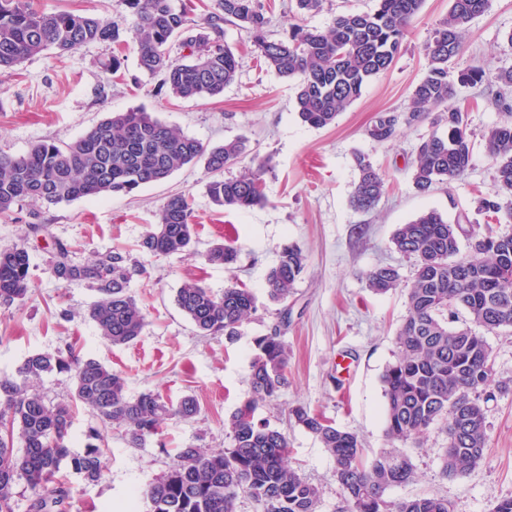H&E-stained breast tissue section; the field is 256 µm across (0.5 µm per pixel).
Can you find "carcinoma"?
I'll use <instances>...</instances> for the list:
<instances>
[{
  "label": "carcinoma",
  "instance_id": "obj_1",
  "mask_svg": "<svg viewBox=\"0 0 512 512\" xmlns=\"http://www.w3.org/2000/svg\"><path fill=\"white\" fill-rule=\"evenodd\" d=\"M424 0H377L370 13L332 16L322 30L293 25L284 37H267L269 18L259 0H212L198 16L173 0H121L127 13L122 26L83 14L46 13L33 0H0V73L54 48L67 53L91 43L132 47L138 69L160 77L157 91L179 99L218 98L236 77L238 61L225 44L224 25L236 24L251 34L261 60L279 77L294 83V108L300 120L322 128L335 122L361 94L383 75L399 53L411 20ZM490 0H449L448 14L438 23L424 52L425 78L411 95L404 121L431 118L435 130L417 149L413 184L420 193L463 176L471 166L472 141L464 108L455 104V81L449 62L462 48L467 25L483 15ZM499 90L493 105L502 119L484 134L494 168V186L475 199V212L498 224L512 223V68L497 75ZM398 117L388 115L369 130L378 142L390 140ZM247 154V140L238 137L210 148L168 125L144 109L116 113L89 129L78 141L59 146L40 141L21 155L0 153V217L23 202L57 205L83 198L131 195L141 187L162 182L199 160L210 174L206 192L226 209L247 210L265 201V163L238 176L223 177L224 169ZM358 180L350 197L357 211L375 208L386 189L384 176L364 154L355 156ZM46 232L33 222L19 243L0 247V305L25 300L30 292L28 241ZM195 236L192 200L169 197L158 223L139 240L142 254L170 257L189 254ZM394 248L415 260L414 280L407 293L408 315L397 331L398 355L381 376L385 399V434L394 445H406L444 422L448 444L443 473L463 476L485 458L488 430L485 404L495 387L492 349L484 333L512 332V232L491 228L474 231L469 215L450 223L436 210L422 212L393 233ZM74 248L54 243L52 272L64 282H83L101 294L90 310L100 336L114 346L136 341L145 314L129 294L130 282L146 268L119 249L77 263ZM238 257L230 242L205 254L210 264L228 268ZM307 257L294 243L280 246L265 278L270 301L288 302L303 275ZM367 287L385 294L399 287L400 274L378 265L365 274ZM176 304L200 336L232 338L258 311L248 288L231 283L215 295L195 281L179 288ZM268 333L254 338L250 366V397L224 423L229 445L219 452L189 445L158 480L138 492L151 512H237L246 496L259 512H317L318 486L288 466V438L257 409L278 400L287 383L288 347L281 327L288 309ZM483 332H477V329ZM68 373L71 399L46 403L37 389L43 375ZM20 381L0 378V427L18 431L23 442L0 438V512H13L16 481L30 492V512H71L70 491L57 479L62 462L90 482L105 469L104 429L124 430L130 448H143L159 434L169 417L193 420L200 405L193 396L175 404L148 390L131 396L127 378L71 346L56 353L30 354L17 370ZM90 409L94 421L84 436L85 451L73 454L69 432L78 406ZM289 422L315 436L334 462L333 476L341 489L338 512H453L442 497L423 495L387 501V489L409 482L414 468L402 451L363 460L356 433L337 427L304 405L288 410Z\"/></svg>",
  "mask_w": 512,
  "mask_h": 512
}]
</instances>
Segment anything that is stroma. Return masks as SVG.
<instances>
[{"mask_svg":"<svg viewBox=\"0 0 512 512\" xmlns=\"http://www.w3.org/2000/svg\"><path fill=\"white\" fill-rule=\"evenodd\" d=\"M269 31L281 35L290 23L323 28L339 12L373 10L376 0H327L317 14L294 16L292 0H261ZM51 13L74 11L123 22L120 0H34ZM448 0H424L410 24V34L389 70L370 81L336 122L313 128L293 108V85L260 65L247 32L224 27V38L239 60L235 81L217 99L182 100L157 94L158 78L142 74L135 54H128L120 74L104 67L112 54L106 43H92L60 55L48 50L0 77V151L18 154L42 140L70 144L115 112L142 107L206 145L246 137L250 156L267 164L263 205L246 211L214 205L205 189L204 162L185 166L169 179L142 187L129 196L80 199L50 207L23 203L0 218V247L21 242L27 224L38 219L45 236L33 241L31 291L21 302L0 306V377H14L18 366L35 352L72 345L122 372L128 392L152 390L171 401L191 395L201 412L196 419L173 417L162 425V437L146 447H127L122 433L108 428L106 468L100 480L68 473L73 512H119L134 504L150 505L134 493L154 482L172 464L178 448L195 445L224 449L225 420L250 394L252 340L277 322L279 308L268 302L265 277L283 243L300 246L307 267L288 299L291 315L283 328L290 362L288 385L278 402L259 408L260 417L282 430L290 448L288 465L321 491L317 512H336L340 488L333 461L319 441L288 422V409L301 404L359 436L366 458L389 449L385 436L381 375L397 354L395 336L407 310L415 261L396 251L391 237L397 225L427 209L448 220L472 215L476 231L486 219L475 214L474 200L493 185L494 169L485 154L483 135L499 119L490 98L498 69L512 68V0H491L489 10L474 19L453 74L474 66L486 73L484 84L457 83V98L468 109L474 144L467 173L450 185L423 196L412 183L416 148L433 131L429 121L398 123L386 142L372 139L369 128L379 116L398 114L414 87L427 74L424 46L448 13ZM369 156L386 179V192L374 211L350 205L358 178L355 153ZM193 200L196 253L186 257L142 256L148 274L135 278L130 292L146 314V326L133 344L112 346L102 340L89 317L96 290L64 283L52 273L55 241L74 246L86 262L115 247L135 250L141 236L158 221L160 207L174 194ZM239 248L234 269L205 264L204 253L224 240ZM379 264L398 269L397 290L377 295L365 284V273ZM196 280L219 295L230 282L251 288L258 311L241 336H198L175 302L178 289ZM489 443L483 462L464 476L442 474L447 442L443 423L432 425L420 446H407L415 470L413 481L388 489L386 500L421 495L448 498L454 512H490L498 497L512 495V392L486 405Z\"/></svg>","mask_w":512,"mask_h":512,"instance_id":"35a3bbf8","label":"stroma"}]
</instances>
